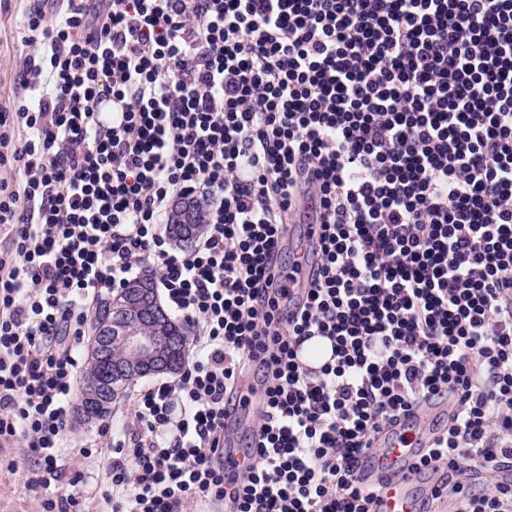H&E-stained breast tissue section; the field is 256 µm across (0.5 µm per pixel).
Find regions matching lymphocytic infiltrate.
Segmentation results:
<instances>
[{
  "label": "lymphocytic infiltrate",
  "instance_id": "obj_1",
  "mask_svg": "<svg viewBox=\"0 0 512 512\" xmlns=\"http://www.w3.org/2000/svg\"><path fill=\"white\" fill-rule=\"evenodd\" d=\"M55 2L0 109V446L30 449V490L59 477L92 306L153 271L198 333L102 430L112 512H373L360 456L442 405L426 500L512 512V0ZM181 197L205 204L187 254L160 229Z\"/></svg>",
  "mask_w": 512,
  "mask_h": 512
}]
</instances>
